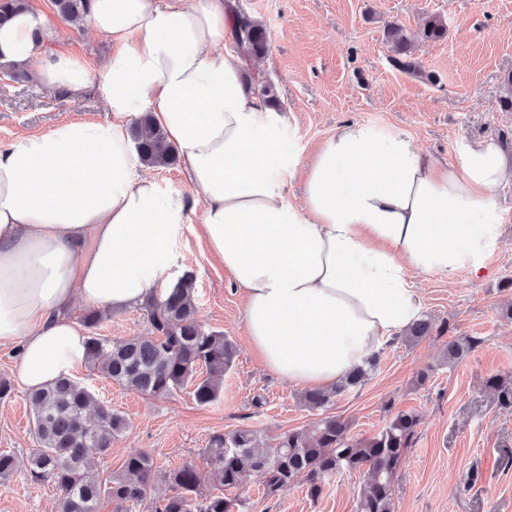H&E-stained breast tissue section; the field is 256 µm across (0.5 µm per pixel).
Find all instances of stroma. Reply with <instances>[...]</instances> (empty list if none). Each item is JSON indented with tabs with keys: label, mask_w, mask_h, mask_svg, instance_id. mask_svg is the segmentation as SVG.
I'll list each match as a JSON object with an SVG mask.
<instances>
[{
	"label": "stroma",
	"mask_w": 512,
	"mask_h": 512,
	"mask_svg": "<svg viewBox=\"0 0 512 512\" xmlns=\"http://www.w3.org/2000/svg\"><path fill=\"white\" fill-rule=\"evenodd\" d=\"M261 20L270 40L265 57L249 61L251 73L275 85L285 117V139L300 160L347 121H360L412 140L438 160L451 159L465 143L497 140L512 151V111L502 107L503 78L512 72V0H236ZM432 15L446 35L419 38ZM412 37L414 70L396 67L387 38L391 26ZM48 49L66 51L100 67L112 50L106 34L85 24L56 26ZM107 124L113 116L94 89L66 94L36 76L0 81V144L52 131L61 122ZM501 247L482 276L462 272L454 281L415 273L423 315L433 335L416 344L394 343L368 380L337 396L333 415L350 424L354 436L380 430L398 411L420 422L395 478V512H512V404L489 387L491 378L512 384V184L500 188ZM200 210L183 228L180 263L196 278L197 318L205 328L234 341L237 357L224 375L217 402L200 406L190 389L154 398L106 380L87 366L73 375L124 415L129 429L113 441L96 468L109 475L132 454L151 456L158 469L185 463L205 474L203 489L220 492L207 475L203 456L209 437L248 426L266 442L287 430L310 428L317 415L300 402L301 388L267 369L245 338L242 298L223 267L211 257L199 232ZM112 338L148 336L144 308L112 311L99 324ZM479 343L458 364H448L444 343L455 337ZM16 351L0 347V378L14 381L0 400V451L25 459L34 446L26 390L16 384ZM425 384H418L419 374ZM359 473L344 472L318 498L305 486L268 498L259 475L239 495L247 512H357ZM57 492L32 483L18 469L0 489V512H55Z\"/></svg>",
	"instance_id": "stroma-1"
}]
</instances>
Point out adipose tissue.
Instances as JSON below:
<instances>
[{"label":"adipose tissue","instance_id":"adipose-tissue-1","mask_svg":"<svg viewBox=\"0 0 512 512\" xmlns=\"http://www.w3.org/2000/svg\"><path fill=\"white\" fill-rule=\"evenodd\" d=\"M112 52L99 70L49 52L29 13L0 27V62H40L46 85H97L115 121H67L0 146V345L19 348L27 390L84 360L64 316L163 296L191 202L138 172L128 120L150 112L204 197L200 230L244 299L268 369L306 388L336 384L417 320L413 271L479 275L501 246L499 188L512 158L494 140L439 162L404 136L351 121L312 153L302 208L284 199L298 162L285 119L248 84L229 47V0H90Z\"/></svg>","mask_w":512,"mask_h":512}]
</instances>
